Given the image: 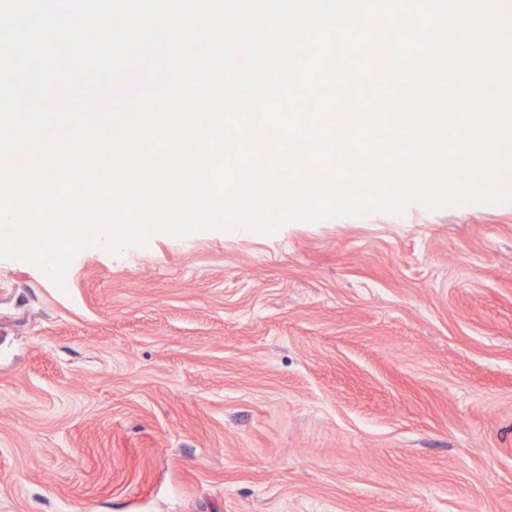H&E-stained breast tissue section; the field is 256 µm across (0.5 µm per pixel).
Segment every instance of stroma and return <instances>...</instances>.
<instances>
[{
  "label": "stroma",
  "mask_w": 512,
  "mask_h": 512,
  "mask_svg": "<svg viewBox=\"0 0 512 512\" xmlns=\"http://www.w3.org/2000/svg\"><path fill=\"white\" fill-rule=\"evenodd\" d=\"M0 258V512H512V203Z\"/></svg>",
  "instance_id": "obj_1"
}]
</instances>
